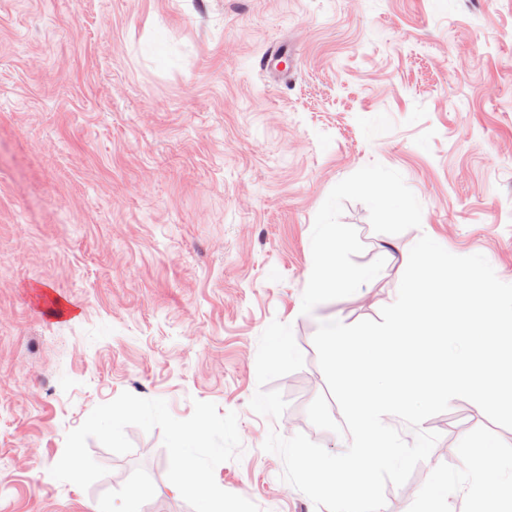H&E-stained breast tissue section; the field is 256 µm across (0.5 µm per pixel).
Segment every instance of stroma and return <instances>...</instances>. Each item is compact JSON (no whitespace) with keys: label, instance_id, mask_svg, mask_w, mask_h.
I'll use <instances>...</instances> for the list:
<instances>
[{"label":"stroma","instance_id":"1","mask_svg":"<svg viewBox=\"0 0 512 512\" xmlns=\"http://www.w3.org/2000/svg\"><path fill=\"white\" fill-rule=\"evenodd\" d=\"M288 59L280 80L260 66ZM389 191L388 202L377 196ZM371 282L310 300L313 242ZM429 236L512 284V0H0V512H192L160 430L108 473L51 477L69 431L127 391L189 418L235 412L218 485L260 512H321L282 481L269 431L330 453L321 322L376 320L396 257ZM290 355L277 359L274 344ZM389 512H474L468 451L512 461V428L453 399ZM448 486V475L444 472H437L434 478V488L427 494V501L429 510L426 512H446L444 490Z\"/></svg>","mask_w":512,"mask_h":512}]
</instances>
